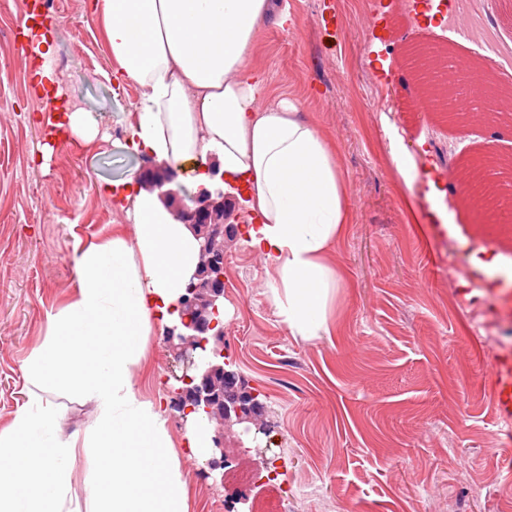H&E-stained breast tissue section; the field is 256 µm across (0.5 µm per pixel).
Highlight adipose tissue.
<instances>
[{
    "instance_id": "adipose-tissue-1",
    "label": "adipose tissue",
    "mask_w": 512,
    "mask_h": 512,
    "mask_svg": "<svg viewBox=\"0 0 512 512\" xmlns=\"http://www.w3.org/2000/svg\"><path fill=\"white\" fill-rule=\"evenodd\" d=\"M88 14L105 29L108 77L139 89L127 149L173 169L192 165L203 183L217 163L225 193L255 216L240 232L275 268L279 316L293 335L328 334L325 307L339 275L322 255L348 222L346 181L300 102L271 99L266 73L250 64L260 26H284L287 13L275 0H90ZM23 31L33 91L62 98L49 30L27 22ZM33 121L72 141L99 134L96 118L79 110ZM103 191L124 202L134 235L74 255L73 298L48 314L24 363L26 401L0 431V512H75L68 501L79 466L86 512H185L167 407L142 396L134 378L149 336L179 318L197 242L143 179ZM58 396L91 404L82 434L63 429Z\"/></svg>"
}]
</instances>
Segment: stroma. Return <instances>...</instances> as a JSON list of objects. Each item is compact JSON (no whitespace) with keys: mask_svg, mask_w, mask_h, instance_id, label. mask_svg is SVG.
Instances as JSON below:
<instances>
[{"mask_svg":"<svg viewBox=\"0 0 512 512\" xmlns=\"http://www.w3.org/2000/svg\"><path fill=\"white\" fill-rule=\"evenodd\" d=\"M278 2L290 20L260 27L251 63L272 94L301 102L330 145L350 221L324 255L340 276L330 332L310 339L282 322L271 263L240 235L224 246V360L264 403L268 429L243 440L249 512H512V449L489 375L493 351H512V222L490 212L475 228L451 185L489 147L512 154V128L411 108L421 89L410 48L449 36L446 19L427 21L423 2L413 11L406 0ZM45 17L62 105L93 113L100 136L32 169L45 130L29 117L46 100L30 88L25 53L9 49L0 62V430L25 400L24 362L48 313L72 298L75 248L133 235L97 185L147 177L155 165L124 146L138 89L105 77V31L84 0H55ZM394 141L417 155L413 183L394 168ZM431 176L443 199L429 196ZM482 249L501 254L508 277L471 265ZM171 359L154 333L134 379L143 395L173 400ZM185 425L169 409L188 512H216L221 473L188 458Z\"/></svg>","mask_w":512,"mask_h":512,"instance_id":"35a3bbf8","label":"stroma"}]
</instances>
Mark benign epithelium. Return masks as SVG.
Listing matches in <instances>:
<instances>
[{
	"instance_id": "7a95c632",
	"label": "benign epithelium",
	"mask_w": 512,
	"mask_h": 512,
	"mask_svg": "<svg viewBox=\"0 0 512 512\" xmlns=\"http://www.w3.org/2000/svg\"><path fill=\"white\" fill-rule=\"evenodd\" d=\"M445 48L416 46L410 58L418 83H423L427 71L438 63ZM452 88L443 84L427 98L430 111L440 112L450 121H460L463 113L448 111ZM493 112L490 119H512V86L492 88ZM505 159L493 150L473 159L469 171L484 176L499 168ZM172 178L160 171L149 181V188L159 191L160 198L172 203L173 214L193 231L199 244L200 262L188 280L179 300V320L166 328V343L174 356L183 358L193 371L185 379L186 412L199 414L213 429L212 442L224 452V428L234 424L250 429L254 423V394L242 389L232 371L224 369V326L218 315L224 308V243L233 236L234 226L227 223L231 213L224 189L200 188L182 198L170 187Z\"/></svg>"
}]
</instances>
